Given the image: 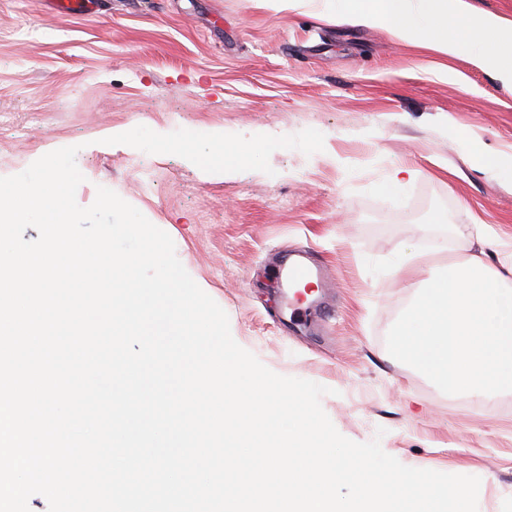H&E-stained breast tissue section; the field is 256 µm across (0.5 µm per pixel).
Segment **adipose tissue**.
<instances>
[{"instance_id": "1", "label": "adipose tissue", "mask_w": 512, "mask_h": 512, "mask_svg": "<svg viewBox=\"0 0 512 512\" xmlns=\"http://www.w3.org/2000/svg\"><path fill=\"white\" fill-rule=\"evenodd\" d=\"M321 14L393 29L410 44L454 55L471 50L512 87V21L474 11L468 0H315ZM482 253L449 265L404 318L398 347L452 392L487 395L512 390V243L483 242ZM498 254L492 268L485 252Z\"/></svg>"}]
</instances>
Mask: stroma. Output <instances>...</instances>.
Returning <instances> with one entry per match:
<instances>
[{
	"label": "stroma",
	"instance_id": "35a3bbf8",
	"mask_svg": "<svg viewBox=\"0 0 512 512\" xmlns=\"http://www.w3.org/2000/svg\"><path fill=\"white\" fill-rule=\"evenodd\" d=\"M512 149V87L450 57L310 5L252 0H0V177L78 146L90 206L114 191L170 235L235 341L273 372L329 387L344 437L403 465L479 477L478 512H512V409L452 395L397 347L425 270L481 236L512 242V175L471 167ZM187 134L189 148L172 147ZM246 151L238 165L225 146ZM214 157L201 169L200 156ZM415 171L396 197L376 186ZM310 251L335 286L308 325L269 271Z\"/></svg>",
	"mask_w": 512,
	"mask_h": 512
}]
</instances>
